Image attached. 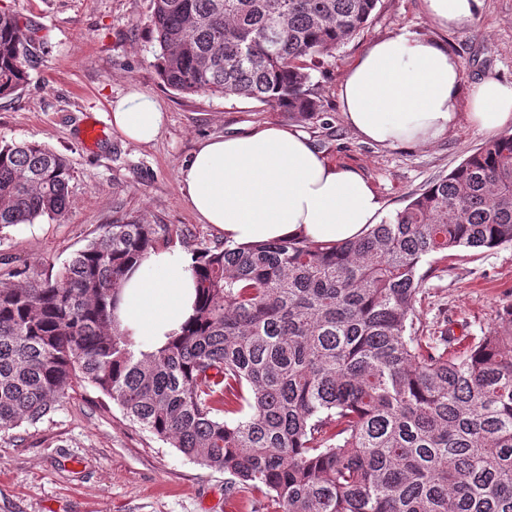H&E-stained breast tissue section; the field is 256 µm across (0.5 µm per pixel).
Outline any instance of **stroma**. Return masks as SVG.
Instances as JSON below:
<instances>
[{"instance_id":"35a3bbf8","label":"stroma","mask_w":512,"mask_h":512,"mask_svg":"<svg viewBox=\"0 0 512 512\" xmlns=\"http://www.w3.org/2000/svg\"><path fill=\"white\" fill-rule=\"evenodd\" d=\"M0 11L33 25L28 81L0 98V143L35 142L70 161V208L0 230V262L28 274L57 270L101 225L165 224L163 248L192 252L223 243L191 211L179 168L198 143L274 125L303 132L329 160L358 171L384 202L385 215L448 175L485 142L467 120L427 146L365 141L344 120L339 90L348 65L373 41L408 29L458 57L463 89L488 75L512 81V0H485L479 18L458 30L436 27L424 0H378L364 30L312 73L323 110L291 117L244 98L184 95L161 81L153 0H0ZM137 90L167 114L158 140L127 142L116 131L87 148V116L110 121L113 99ZM512 303V244L467 249L438 261L416 304L425 334L449 330L468 345ZM224 472L206 468L132 424L89 384L74 386L35 425L0 433V512H269L260 491L228 493Z\"/></svg>"}]
</instances>
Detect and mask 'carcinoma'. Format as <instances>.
<instances>
[{
	"instance_id": "1",
	"label": "carcinoma",
	"mask_w": 512,
	"mask_h": 512,
	"mask_svg": "<svg viewBox=\"0 0 512 512\" xmlns=\"http://www.w3.org/2000/svg\"><path fill=\"white\" fill-rule=\"evenodd\" d=\"M378 0H153L160 77L180 94L313 119L311 71ZM32 31L0 12V97L22 89ZM68 158L0 145V230L60 221ZM170 229L104 224L54 274L0 278V432L88 383L231 489L279 512H512V304L465 351L415 331L435 255L512 244V135L354 241L193 251L198 295L154 352L117 316L124 281Z\"/></svg>"
}]
</instances>
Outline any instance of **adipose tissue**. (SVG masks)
Wrapping results in <instances>:
<instances>
[{"label":"adipose tissue","instance_id":"ef3b65f1","mask_svg":"<svg viewBox=\"0 0 512 512\" xmlns=\"http://www.w3.org/2000/svg\"><path fill=\"white\" fill-rule=\"evenodd\" d=\"M484 0H424L433 23L461 27ZM457 57L418 33L400 30L370 44L340 88L342 115L366 141L429 145L460 118L496 136L512 125V81L488 76L462 95ZM111 123L125 139L147 144L165 114L154 98L132 92L112 102ZM178 179L204 224L227 241L259 244L305 236L323 243L362 237L383 203L357 171L328 161L292 128L263 126L198 144ZM192 259L178 249L151 251L121 290L119 317L146 350L164 347L191 317L196 299Z\"/></svg>","mask_w":512,"mask_h":512}]
</instances>
